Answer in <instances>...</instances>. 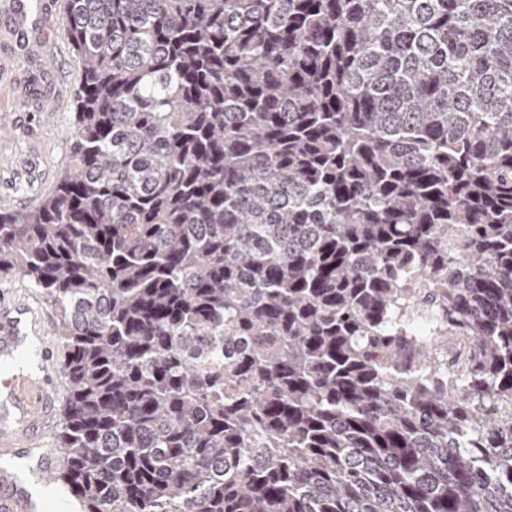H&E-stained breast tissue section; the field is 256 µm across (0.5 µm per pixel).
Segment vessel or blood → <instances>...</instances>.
<instances>
[{"label": "vessel or blood", "instance_id": "1", "mask_svg": "<svg viewBox=\"0 0 512 512\" xmlns=\"http://www.w3.org/2000/svg\"><path fill=\"white\" fill-rule=\"evenodd\" d=\"M9 26L39 28L32 0H13ZM28 314L24 305H0V362L21 352L29 335ZM34 356L36 371L0 374V410L9 417L8 423L0 425V512H37L31 480L41 477L49 466L48 457L39 456L38 451L39 422L51 408L47 384L53 368L52 351L42 343Z\"/></svg>", "mask_w": 512, "mask_h": 512}]
</instances>
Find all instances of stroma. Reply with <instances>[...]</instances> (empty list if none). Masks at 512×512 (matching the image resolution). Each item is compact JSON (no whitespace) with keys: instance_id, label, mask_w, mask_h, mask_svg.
<instances>
[{"instance_id":"1","label":"stroma","mask_w":512,"mask_h":512,"mask_svg":"<svg viewBox=\"0 0 512 512\" xmlns=\"http://www.w3.org/2000/svg\"><path fill=\"white\" fill-rule=\"evenodd\" d=\"M41 31L0 35V209L33 208L69 164L78 75L64 36L61 0H40ZM23 300L44 317L52 348L55 314L27 281L0 274V302Z\"/></svg>"}]
</instances>
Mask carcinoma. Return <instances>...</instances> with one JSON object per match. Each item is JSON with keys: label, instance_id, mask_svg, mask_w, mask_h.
Instances as JSON below:
<instances>
[{"label": "carcinoma", "instance_id": "cac0c4a2", "mask_svg": "<svg viewBox=\"0 0 512 512\" xmlns=\"http://www.w3.org/2000/svg\"><path fill=\"white\" fill-rule=\"evenodd\" d=\"M70 163L0 210L83 512H512V0H64Z\"/></svg>", "mask_w": 512, "mask_h": 512}]
</instances>
